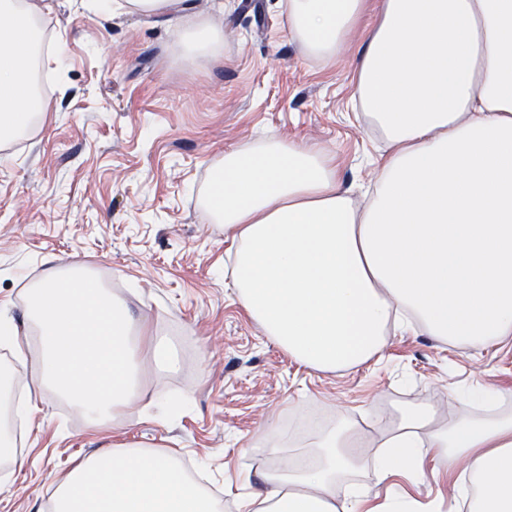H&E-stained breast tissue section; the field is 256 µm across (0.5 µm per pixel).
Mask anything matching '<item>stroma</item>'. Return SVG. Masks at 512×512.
<instances>
[{
	"label": "stroma",
	"instance_id": "stroma-1",
	"mask_svg": "<svg viewBox=\"0 0 512 512\" xmlns=\"http://www.w3.org/2000/svg\"><path fill=\"white\" fill-rule=\"evenodd\" d=\"M49 53L40 69L46 114L0 142V313L27 330L24 291L51 266L84 267L174 349L160 375L143 352L141 400L124 424L95 426L51 391L22 427L16 463H0V512H50V496L81 459L119 443L194 463L228 508L251 493V458L266 434L293 455L340 423L365 430L364 461L336 483L369 506L408 497L448 512L449 480L380 481L374 459L408 411L447 415L457 393L493 386L512 399V339L488 351L421 328L391 332L380 362L326 374L297 364L244 313L225 275L224 227L202 204L225 151L275 133L335 154L342 189L363 204L385 144L350 96L367 30L325 64L288 36L277 0H184L194 22L224 32L212 60L187 58L178 19L112 0H34ZM176 407L169 420L152 404Z\"/></svg>",
	"mask_w": 512,
	"mask_h": 512
}]
</instances>
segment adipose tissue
<instances>
[{
  "instance_id": "adipose-tissue-1",
  "label": "adipose tissue",
  "mask_w": 512,
  "mask_h": 512,
  "mask_svg": "<svg viewBox=\"0 0 512 512\" xmlns=\"http://www.w3.org/2000/svg\"><path fill=\"white\" fill-rule=\"evenodd\" d=\"M288 34L332 63L367 13L353 98L390 148L363 209L334 157L272 134L225 152L206 207L235 254L247 315L299 365L333 373L381 359L398 313L451 345L484 350L512 336V0H280ZM38 9L0 0V134L23 136L44 105L28 82ZM38 387L93 424L141 395L151 333L88 270L49 269L30 284ZM427 440H420V432ZM358 425L323 432L288 458L267 448L258 491L237 512H361L338 477L363 460ZM454 473L452 512H512V416L402 417L379 456L381 479ZM52 512H224L172 454L120 445L82 459Z\"/></svg>"
}]
</instances>
